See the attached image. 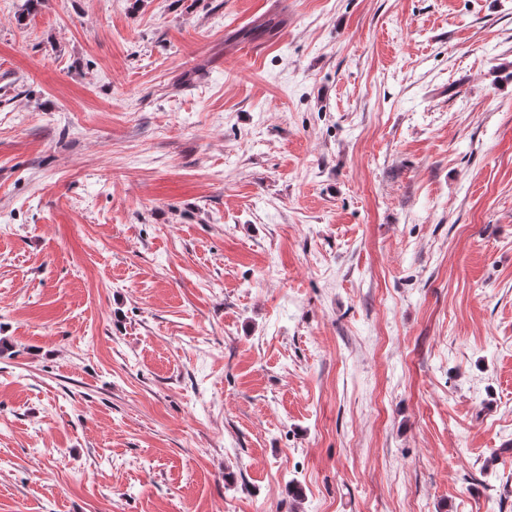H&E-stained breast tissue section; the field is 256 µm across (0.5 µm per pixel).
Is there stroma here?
I'll list each match as a JSON object with an SVG mask.
<instances>
[{"instance_id": "1", "label": "stroma", "mask_w": 512, "mask_h": 512, "mask_svg": "<svg viewBox=\"0 0 512 512\" xmlns=\"http://www.w3.org/2000/svg\"><path fill=\"white\" fill-rule=\"evenodd\" d=\"M25 2L0 512H512V0Z\"/></svg>"}]
</instances>
